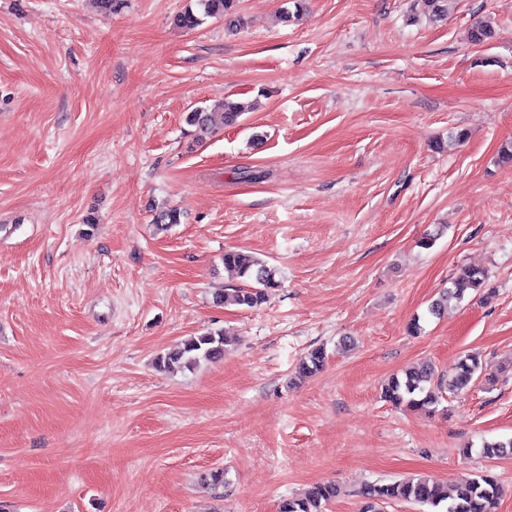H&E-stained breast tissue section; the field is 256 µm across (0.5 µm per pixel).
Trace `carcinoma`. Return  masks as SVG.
Listing matches in <instances>:
<instances>
[{
  "instance_id": "carcinoma-1",
  "label": "carcinoma",
  "mask_w": 512,
  "mask_h": 512,
  "mask_svg": "<svg viewBox=\"0 0 512 512\" xmlns=\"http://www.w3.org/2000/svg\"><path fill=\"white\" fill-rule=\"evenodd\" d=\"M196 7H187L176 17L182 28L194 29L207 18L234 17L237 0H195ZM244 111L235 103L224 105L222 112H207L196 109L186 116V122L203 134L214 133L237 123ZM224 268L234 271L238 277L252 286L239 288L232 293H217L218 304L231 303L245 309H253L265 303L269 295L280 287L276 279L277 270L249 254L239 250L224 252ZM488 278L487 270L477 266L461 268L448 287L441 289L429 307L430 315L440 318L448 314V308L461 304L470 292L481 287ZM227 340L221 332H206L193 336L171 352L158 358V367L169 368L181 364L190 369L202 360H213L224 356ZM325 361V351L315 348L309 351L298 365V374L309 376L319 371ZM487 376V366L479 354L468 352L459 358L455 370L445 375L429 363L421 364L392 376L385 386V398L396 406L413 410L434 411L446 399V394L455 395L468 389L471 383ZM477 453L487 457L512 455V439L485 441ZM339 494V487L331 482L311 487L301 499L284 502L280 512H324V507ZM502 495V486L492 476L478 474L473 479L455 486L454 493L448 487L431 478L396 480L386 484H373L361 492L363 505L360 512H383V505L393 501H405L428 507L431 512H492Z\"/></svg>"
}]
</instances>
